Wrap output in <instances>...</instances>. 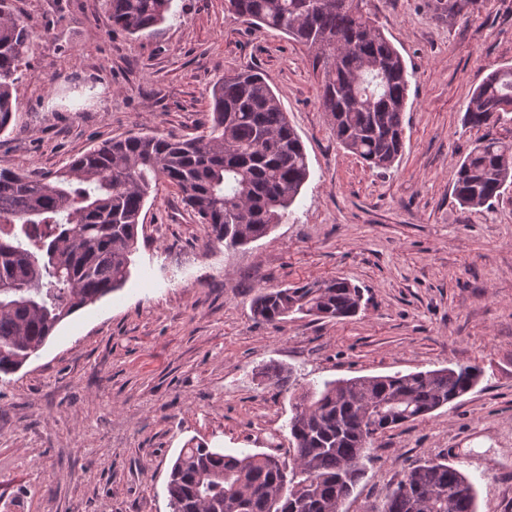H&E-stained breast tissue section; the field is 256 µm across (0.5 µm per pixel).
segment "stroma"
<instances>
[{
	"label": "stroma",
	"instance_id": "35a3bbf8",
	"mask_svg": "<svg viewBox=\"0 0 512 512\" xmlns=\"http://www.w3.org/2000/svg\"><path fill=\"white\" fill-rule=\"evenodd\" d=\"M434 3L374 0L410 87L404 150L371 169L337 143L307 48L224 0H174L149 37L111 29L102 0H11L37 40L0 165L47 172L108 138L196 135L213 86L248 67L268 77L309 165L288 220L235 249L159 186L124 287L0 381V500L12 512H170V467L192 439L287 457L290 395L262 377L271 363L301 386L480 366L469 393L375 441L345 508L370 512L405 470L439 459L474 483L477 512H512V189L476 209L453 195L478 139H512V114L488 129L464 122L487 74L512 65V5L482 0L450 21ZM335 276L362 289L356 316L276 328L253 315L259 289Z\"/></svg>",
	"mask_w": 512,
	"mask_h": 512
}]
</instances>
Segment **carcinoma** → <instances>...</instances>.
I'll list each match as a JSON object with an SVG mask.
<instances>
[{
  "instance_id": "1",
  "label": "carcinoma",
  "mask_w": 512,
  "mask_h": 512,
  "mask_svg": "<svg viewBox=\"0 0 512 512\" xmlns=\"http://www.w3.org/2000/svg\"><path fill=\"white\" fill-rule=\"evenodd\" d=\"M228 11L308 47L323 73L322 106L336 140L371 168L401 155L409 80L398 50L376 24L372 0H225ZM480 0H437L452 20ZM173 0H104L114 29L152 36ZM32 33L0 0V133L16 126L12 90ZM512 114V66L490 72L464 120L493 125ZM309 177L305 147L264 75H226L212 89L201 134L109 138L54 172L33 177L0 167V376L16 373L56 327L120 288L131 275L147 202L163 180L197 222L227 247L266 236L287 218ZM512 187V141L480 140L461 161L460 205L491 204ZM361 289L343 277L261 289L254 316L274 327L294 314L348 318ZM483 371L460 365L393 375L315 381L294 393L292 372L262 369L293 391L292 454L226 453L189 440L172 464L171 512H343L379 435L423 418L477 385ZM371 512H476L473 482L446 461L413 466Z\"/></svg>"
}]
</instances>
